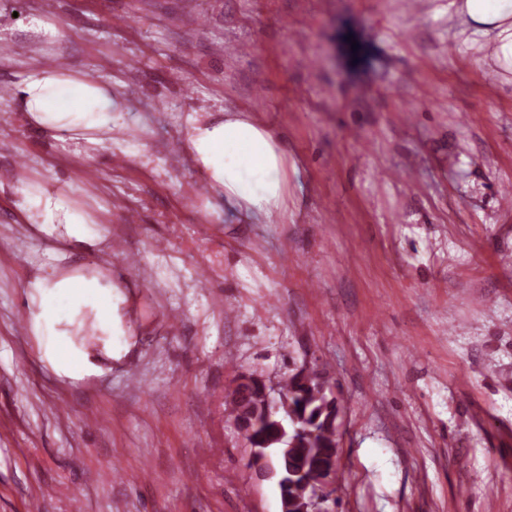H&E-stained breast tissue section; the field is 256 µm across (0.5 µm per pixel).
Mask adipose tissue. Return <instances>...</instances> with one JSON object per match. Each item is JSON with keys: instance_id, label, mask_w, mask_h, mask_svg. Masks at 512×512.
Wrapping results in <instances>:
<instances>
[{"instance_id": "adipose-tissue-1", "label": "adipose tissue", "mask_w": 512, "mask_h": 512, "mask_svg": "<svg viewBox=\"0 0 512 512\" xmlns=\"http://www.w3.org/2000/svg\"><path fill=\"white\" fill-rule=\"evenodd\" d=\"M466 29L488 38L499 65L512 71V0H451ZM120 95L111 82L41 63L23 73L11 101L29 127L56 141L102 147L112 140ZM183 148L209 193L241 211L265 217L288 215V158L279 138L248 115L216 116L192 111L184 117ZM22 222L39 233L84 247L101 235L95 217L68 200L58 183L42 181L17 189L14 203ZM50 265L39 267L26 282L31 304L29 325L35 336L54 331L56 343L44 356L57 375L79 381L97 374L98 365L69 337L67 327L83 312L93 316L92 329L105 337L103 351L118 359L123 349L110 338L121 329L116 285L79 273L65 274L66 256L53 253Z\"/></svg>"}]
</instances>
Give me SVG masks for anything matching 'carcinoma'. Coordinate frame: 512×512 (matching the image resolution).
<instances>
[{
	"label": "carcinoma",
	"mask_w": 512,
	"mask_h": 512,
	"mask_svg": "<svg viewBox=\"0 0 512 512\" xmlns=\"http://www.w3.org/2000/svg\"><path fill=\"white\" fill-rule=\"evenodd\" d=\"M282 390L290 409L275 413L267 404L264 383L252 377L237 386V398L229 402L230 416L253 432V446L273 468L288 512H302L312 493L309 480L338 466L341 401L323 369L310 381L301 369L289 374Z\"/></svg>",
	"instance_id": "1"
}]
</instances>
